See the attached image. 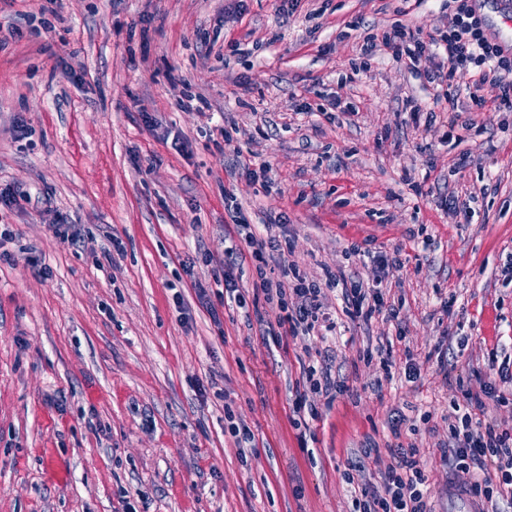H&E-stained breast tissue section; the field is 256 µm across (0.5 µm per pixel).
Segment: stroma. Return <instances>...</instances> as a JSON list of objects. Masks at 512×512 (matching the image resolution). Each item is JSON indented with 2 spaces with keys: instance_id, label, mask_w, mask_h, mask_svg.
Returning a JSON list of instances; mask_svg holds the SVG:
<instances>
[{
  "instance_id": "35a3bbf8",
  "label": "stroma",
  "mask_w": 512,
  "mask_h": 512,
  "mask_svg": "<svg viewBox=\"0 0 512 512\" xmlns=\"http://www.w3.org/2000/svg\"><path fill=\"white\" fill-rule=\"evenodd\" d=\"M278 6L0 0V186L40 198L0 210V512H348L351 489L379 481L343 479L372 442L419 448L434 512H448V407L512 358V112L473 113L446 143L449 112L428 132L411 118L437 92L423 74L384 53L352 73L368 26L432 32L440 0ZM338 95L356 114L330 108ZM241 156L268 164L269 183ZM451 195L472 198V223L442 206ZM233 203L310 277L341 265L370 280L374 255L399 252L386 288L398 320L352 321L333 289V335L265 343L274 314L252 263L245 308L215 292ZM61 218L79 246L56 234ZM389 339L388 381L361 354ZM308 347L352 393L309 395L319 416L302 440L291 417ZM228 408L254 436L246 457Z\"/></svg>"
}]
</instances>
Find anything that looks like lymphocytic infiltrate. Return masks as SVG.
Masks as SVG:
<instances>
[{
  "mask_svg": "<svg viewBox=\"0 0 512 512\" xmlns=\"http://www.w3.org/2000/svg\"><path fill=\"white\" fill-rule=\"evenodd\" d=\"M475 0H447L448 24L426 34L397 22L382 34H367L360 48V70H368L378 52L394 59H407L410 67L423 69L438 88L435 103L456 106L467 96L476 112H512V51L501 48L486 33ZM470 76L460 87V76ZM242 248L250 254L256 271L255 291L277 308L266 333L272 341L285 336L309 335L335 330L336 322L324 303L326 290L340 289L343 311L351 320L371 322L379 315L397 318L381 289L391 270L403 265L399 256L384 252L374 258L377 276L364 282L344 269L325 270L323 278L307 279L293 262L281 254L272 232L250 224L240 208L230 211ZM277 264H270V257ZM497 382H480L466 389L464 399L448 409V469L452 476L467 474V489L484 500L492 512L500 502L512 504V432L501 430L480 416L487 401L504 403ZM417 449L393 448L389 453L363 449L362 461L382 466L379 486L362 489L352 497V512H433L426 489V476L417 460Z\"/></svg>",
  "mask_w": 512,
  "mask_h": 512,
  "instance_id": "lymphocytic-infiltrate-1",
  "label": "lymphocytic infiltrate"
}]
</instances>
